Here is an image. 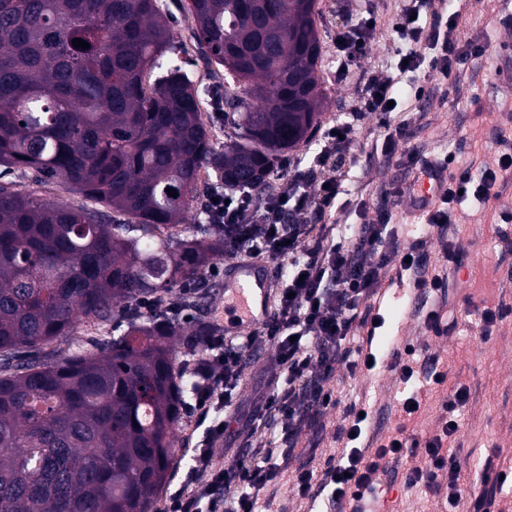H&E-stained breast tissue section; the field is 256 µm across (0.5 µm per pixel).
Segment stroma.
Listing matches in <instances>:
<instances>
[{
	"label": "stroma",
	"mask_w": 512,
	"mask_h": 512,
	"mask_svg": "<svg viewBox=\"0 0 512 512\" xmlns=\"http://www.w3.org/2000/svg\"><path fill=\"white\" fill-rule=\"evenodd\" d=\"M172 14L174 40L192 62L191 72L203 100L204 119L217 141H224V108L218 100L224 94V75L213 72L199 58L192 27L177 0H166ZM404 0H317V27L322 49L318 72L326 93L320 125L335 122L349 112L359 91L362 75L376 68L389 71L400 48L394 38L392 24ZM451 10L460 11L458 34L461 39H481L492 50L478 60L473 68L448 91L447 101L436 98L403 101L399 110L411 124L408 146L427 154L437 152L455 155L463 160L478 157L483 164L496 166L500 149L496 144L495 128L512 118V54L506 44H512V26L503 25L505 16L512 15V0H451ZM370 11L377 20L372 52L361 65L349 68L344 82L336 80L334 39L336 30L359 12ZM363 147L353 171L357 177L356 195L376 203L375 190L384 183L401 182L404 167L386 163L376 147L379 138L375 118L362 122ZM494 211H473L461 228L459 244L467 255L468 271L462 272L451 292L454 302L472 296L475 304L512 308V250L502 241L495 226ZM226 255L215 256L209 263L211 276L205 277V295L198 307H190L186 316H203L213 330L224 329V278L228 264ZM386 323L374 340L379 352H387L391 337L411 341L427 354L439 357L450 368L451 382L466 385L471 393L462 425L456 435L458 457L464 467L479 470L493 449L512 451V317L499 322L492 339L482 342L471 330L437 337L429 332L422 316L391 306L385 312ZM275 359V350L265 345L246 352L243 381L237 401L241 411L251 407L255 390L263 383ZM339 387L352 398L364 397L371 411V428L390 429L396 421L393 413L403 387L393 374H359L340 381ZM342 415L341 409L329 410L315 424H303L295 436V446L288 455L289 470L303 463L323 467L333 451V435ZM195 411H188L173 434L175 470L157 502L164 512L170 491L185 478L191 450L197 440ZM372 512H442L440 499L419 489L404 488L395 482L379 493L371 506Z\"/></svg>",
	"instance_id": "35a3bbf8"
}]
</instances>
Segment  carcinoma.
<instances>
[{"label":"carcinoma","instance_id":"obj_1","mask_svg":"<svg viewBox=\"0 0 512 512\" xmlns=\"http://www.w3.org/2000/svg\"><path fill=\"white\" fill-rule=\"evenodd\" d=\"M315 5L184 0L199 53L224 68L221 148L162 0H0V166L94 202L0 183V512H153L197 389L166 340L190 351L204 328L139 304L203 294L202 269L237 235L188 223L199 183L209 200L259 195L311 136ZM82 323L112 324L110 338L54 348Z\"/></svg>","mask_w":512,"mask_h":512}]
</instances>
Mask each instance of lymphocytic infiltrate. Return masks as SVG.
Wrapping results in <instances>:
<instances>
[{
	"label": "lymphocytic infiltrate",
	"mask_w": 512,
	"mask_h": 512,
	"mask_svg": "<svg viewBox=\"0 0 512 512\" xmlns=\"http://www.w3.org/2000/svg\"><path fill=\"white\" fill-rule=\"evenodd\" d=\"M460 19V12L448 10L446 0H405L393 25L398 42L407 47L402 61L394 65L395 76L376 69L367 72L348 116L322 131L305 179H288L260 202L234 196L213 204L224 223L242 230L231 257L270 260L285 267L286 277L273 314L261 326L242 336L204 337L195 360L202 379L197 423L204 433L184 484L169 496L167 512H258L266 490L283 476L286 446L297 426L338 407L343 410L336 435L340 448L321 473L305 467L296 471L292 486L299 497L313 501L325 494L346 512H368L384 477L401 462L404 485L442 497L448 512H505L500 494L505 485H512V460L494 449L479 480H471L452 448L469 390L448 384L447 372L436 364L418 363L414 345L394 350L387 367L402 384L421 377L429 386L440 387L443 418L436 434L420 436L404 421L390 433L365 439L368 420L360 415L361 405L345 401L330 385L337 371L356 374L373 357L385 267L395 265V284L409 285L426 304L428 329L448 335L457 320L435 299L446 296L449 271L466 265L458 245L463 219L459 206L471 198L497 207L502 223L512 222V211L497 206L498 185L512 172V139L500 137L503 152L497 168L483 169L477 176L472 164L454 156L422 160L411 153L409 124L389 106L396 75L425 64L455 82L469 62L485 55L487 46L481 40L458 38ZM372 21V15L361 14L337 30V75L370 55ZM368 116L377 120L386 158L401 161L411 172L436 169L447 175L443 196L434 210L422 213L423 229L417 236L405 235L388 214L369 218L366 200L352 204L345 199L349 161L362 147V122ZM331 214L336 217L332 224L326 221ZM352 215L357 218L353 224L348 221ZM434 239L443 245L448 269L424 260ZM266 344L276 350L275 364L253 400L247 424L234 429L226 415L236 403L243 353ZM221 437L243 438L246 446L224 469L212 462V444Z\"/></svg>",
	"instance_id": "f902f5d3"
}]
</instances>
